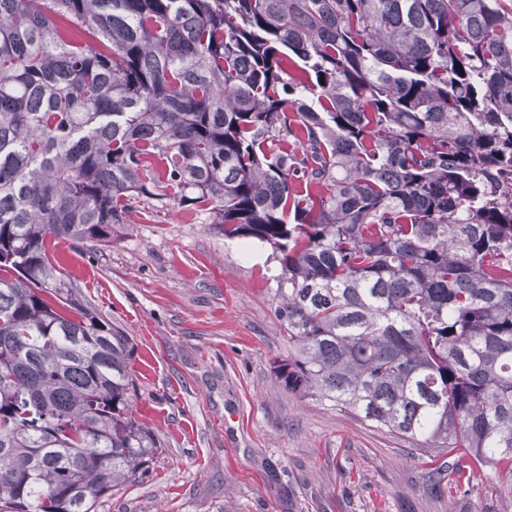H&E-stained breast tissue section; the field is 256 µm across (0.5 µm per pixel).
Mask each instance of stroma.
<instances>
[{
    "mask_svg": "<svg viewBox=\"0 0 512 512\" xmlns=\"http://www.w3.org/2000/svg\"><path fill=\"white\" fill-rule=\"evenodd\" d=\"M63 277L128 339L135 418L163 452L95 512H512L486 475L451 495L428 455L355 413L288 393L267 248L203 207L131 203L110 245L62 243Z\"/></svg>",
    "mask_w": 512,
    "mask_h": 512,
    "instance_id": "stroma-1",
    "label": "stroma"
}]
</instances>
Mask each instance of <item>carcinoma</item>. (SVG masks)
I'll use <instances>...</instances> for the list:
<instances>
[{
  "mask_svg": "<svg viewBox=\"0 0 512 512\" xmlns=\"http://www.w3.org/2000/svg\"><path fill=\"white\" fill-rule=\"evenodd\" d=\"M141 197L271 250L288 392L512 496V0H0V512L162 452L52 252Z\"/></svg>",
  "mask_w": 512,
  "mask_h": 512,
  "instance_id": "carcinoma-1",
  "label": "carcinoma"
}]
</instances>
